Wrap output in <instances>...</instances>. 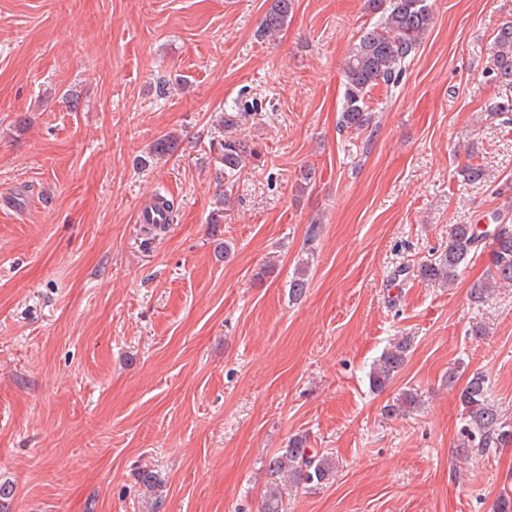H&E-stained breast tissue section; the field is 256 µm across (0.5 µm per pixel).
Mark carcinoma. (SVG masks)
I'll list each match as a JSON object with an SVG mask.
<instances>
[{"mask_svg":"<svg viewBox=\"0 0 512 512\" xmlns=\"http://www.w3.org/2000/svg\"><path fill=\"white\" fill-rule=\"evenodd\" d=\"M294 0H271L270 7L260 22L259 36L266 37L288 25L294 13ZM365 10L373 22L361 29L342 67L344 85L343 104L339 126L356 133L369 128L374 121L373 110L367 101L371 89L398 83L402 63L413 57L421 47L429 30L433 11L430 0H365ZM487 77L498 84L501 95L487 106L492 114L512 112V22L502 24L491 47ZM237 116L224 113V169L230 173L239 170L247 157V148L236 136ZM464 181L472 184L485 179L481 165L468 162L460 169ZM484 234L474 231L472 224H454L448 237V248L434 259L420 264L418 276L431 283H449L469 258ZM309 281V265L295 269L289 282L293 299L300 298ZM512 285V224L501 225L493 238L490 253L489 278L471 285L470 297L482 304L492 293V283ZM410 342L401 338L392 343L387 352L374 364L370 384L383 390L399 373L406 360ZM462 407V434L468 438V447L486 453L512 443V425L501 416L488 395V379L482 373L472 374L458 392ZM420 404L416 389L409 388L396 402L386 406L389 415L405 413ZM274 477H281L285 485L294 489H309L329 482L336 473V459L327 454L313 453L306 448L303 436H293L288 447L275 453L269 461ZM262 512H283V488L271 486L262 503Z\"/></svg>","mask_w":512,"mask_h":512,"instance_id":"obj_1","label":"carcinoma"}]
</instances>
